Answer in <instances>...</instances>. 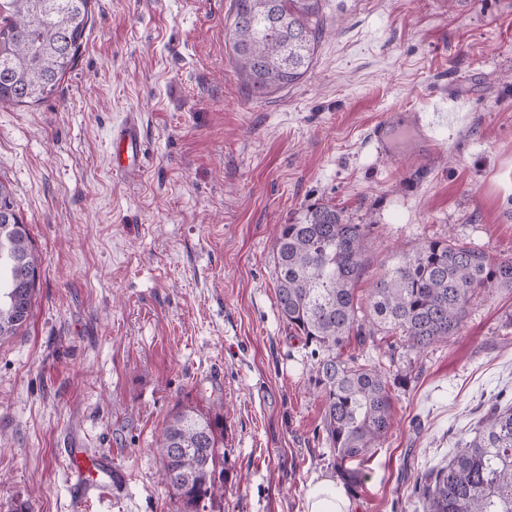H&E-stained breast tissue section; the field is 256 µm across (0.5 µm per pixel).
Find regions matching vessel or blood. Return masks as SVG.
Here are the masks:
<instances>
[{
	"instance_id": "obj_1",
	"label": "vessel or blood",
	"mask_w": 512,
	"mask_h": 512,
	"mask_svg": "<svg viewBox=\"0 0 512 512\" xmlns=\"http://www.w3.org/2000/svg\"><path fill=\"white\" fill-rule=\"evenodd\" d=\"M143 121L140 113L129 112L113 124L110 132V164L120 173L138 171L144 156ZM68 472L72 478L71 499L74 505L89 500L105 501L114 486L122 484L125 476L112 464L110 454L89 457L86 449L65 451Z\"/></svg>"
}]
</instances>
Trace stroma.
Wrapping results in <instances>:
<instances>
[{
    "label": "stroma",
    "mask_w": 512,
    "mask_h": 512,
    "mask_svg": "<svg viewBox=\"0 0 512 512\" xmlns=\"http://www.w3.org/2000/svg\"><path fill=\"white\" fill-rule=\"evenodd\" d=\"M232 0H92L74 68L34 106L0 105V181L42 258L27 328L0 343V512H179L154 440L176 403L224 417L223 495L205 512H305L335 475L303 336L276 303L278 225L320 200L372 227L371 273L447 235L512 256V0H324L298 83L261 99L225 43ZM430 151L403 123L441 98ZM135 111L140 171L109 163ZM399 122V153L371 142ZM394 425L349 461L357 512H425L417 479L512 396V292L461 334L391 365ZM126 473L74 508L63 448Z\"/></svg>",
    "instance_id": "35a3bbf8"
}]
</instances>
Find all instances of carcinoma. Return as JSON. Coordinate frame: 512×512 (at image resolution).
<instances>
[{
	"instance_id": "carcinoma-1",
	"label": "carcinoma",
	"mask_w": 512,
	"mask_h": 512,
	"mask_svg": "<svg viewBox=\"0 0 512 512\" xmlns=\"http://www.w3.org/2000/svg\"><path fill=\"white\" fill-rule=\"evenodd\" d=\"M91 0H0V103L34 105L52 95L78 58ZM322 0H233L227 27L234 68L252 96L299 81L324 33ZM368 224H351L328 203L307 206L281 224L273 243L277 307L311 347V383L322 398L325 441L349 491L364 458L392 427L389 372L342 350L352 337L398 336L422 353L465 327L471 299L512 290V257L491 258L450 237L425 241L372 281L366 305L356 286L369 274ZM42 263L20 216L0 220V341L27 325ZM224 419L184 403L173 407L156 439L160 479L176 474L180 512L224 490L219 442ZM414 492L426 512H512V405L495 406L448 464L425 475Z\"/></svg>"
}]
</instances>
